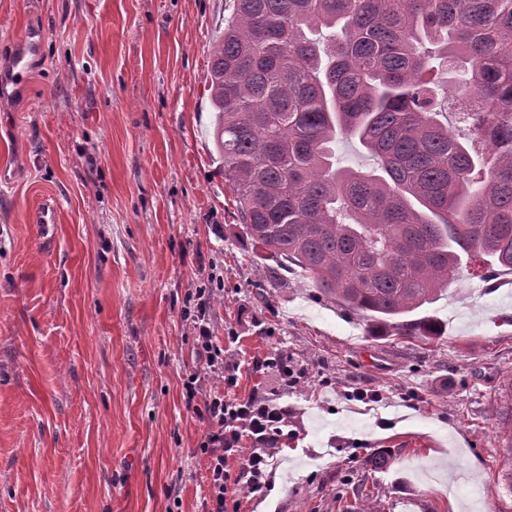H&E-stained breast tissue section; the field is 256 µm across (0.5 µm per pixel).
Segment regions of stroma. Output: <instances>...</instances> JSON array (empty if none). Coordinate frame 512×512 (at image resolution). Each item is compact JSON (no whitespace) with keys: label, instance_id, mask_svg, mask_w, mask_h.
I'll use <instances>...</instances> for the list:
<instances>
[{"label":"stroma","instance_id":"stroma-1","mask_svg":"<svg viewBox=\"0 0 512 512\" xmlns=\"http://www.w3.org/2000/svg\"><path fill=\"white\" fill-rule=\"evenodd\" d=\"M229 15V0H0V70L26 29L43 32L0 102V512H202L211 425L184 383L221 384L184 310L213 267L231 394L286 406L290 431L267 489L235 491L226 512H340L362 483L359 512H512V401L496 391L512 374V274L455 278L429 308L445 327L430 344L373 335L300 268L268 283L210 134ZM47 200L49 248L26 221ZM377 448L391 461L373 473Z\"/></svg>","mask_w":512,"mask_h":512}]
</instances>
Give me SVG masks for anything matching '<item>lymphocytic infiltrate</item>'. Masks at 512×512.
Here are the masks:
<instances>
[{
	"instance_id": "obj_1",
	"label": "lymphocytic infiltrate",
	"mask_w": 512,
	"mask_h": 512,
	"mask_svg": "<svg viewBox=\"0 0 512 512\" xmlns=\"http://www.w3.org/2000/svg\"><path fill=\"white\" fill-rule=\"evenodd\" d=\"M212 291L199 288L195 302L185 314L194 328V345L203 358L208 373L224 384L223 390L200 395L198 376L185 382L187 403L193 404L199 416L214 423L200 449L208 458L209 487L205 512H224L226 496L231 489L256 493L266 489L275 456L285 437L288 410L273 400L251 397L241 400L230 391L238 382L239 366L224 357L210 327ZM241 459L237 474H229L226 463L229 457Z\"/></svg>"
}]
</instances>
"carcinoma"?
Returning a JSON list of instances; mask_svg holds the SVG:
<instances>
[{
    "label": "carcinoma",
    "instance_id": "cac0c4a2",
    "mask_svg": "<svg viewBox=\"0 0 512 512\" xmlns=\"http://www.w3.org/2000/svg\"><path fill=\"white\" fill-rule=\"evenodd\" d=\"M231 7L207 73L213 139L246 239L275 262L264 276L297 266L375 328L443 336L417 313L462 263L512 273V0ZM338 136L372 168L336 166Z\"/></svg>",
    "mask_w": 512,
    "mask_h": 512
}]
</instances>
